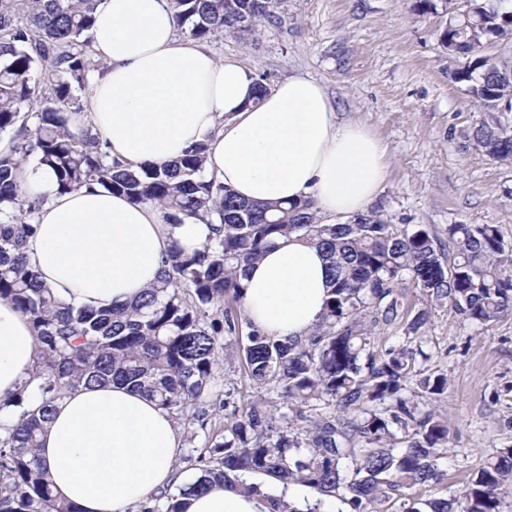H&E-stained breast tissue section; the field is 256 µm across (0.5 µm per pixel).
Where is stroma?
Returning a JSON list of instances; mask_svg holds the SVG:
<instances>
[{"label": "stroma", "instance_id": "stroma-1", "mask_svg": "<svg viewBox=\"0 0 512 512\" xmlns=\"http://www.w3.org/2000/svg\"><path fill=\"white\" fill-rule=\"evenodd\" d=\"M285 0V20L241 38L209 42L239 60L266 87L292 76L327 90L339 118L363 122L387 146V176L372 203L391 223L429 227L447 245L452 224H496L512 240V166L489 160L462 134L479 122L512 121L484 111L452 80L439 35L461 0ZM429 365L448 376L439 412L450 443L441 482L422 500L459 492L471 471L512 446V316L488 326L447 309L430 314Z\"/></svg>", "mask_w": 512, "mask_h": 512}]
</instances>
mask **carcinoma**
<instances>
[{
  "instance_id": "1",
  "label": "carcinoma",
  "mask_w": 512,
  "mask_h": 512,
  "mask_svg": "<svg viewBox=\"0 0 512 512\" xmlns=\"http://www.w3.org/2000/svg\"><path fill=\"white\" fill-rule=\"evenodd\" d=\"M101 0H0V134L28 129L0 153V299L30 321L35 362L18 391L0 400V512H81L55 501L36 455L55 403L79 385H129L190 428L182 460L195 477L135 506L134 512H184L183 500L229 483L247 494L263 474L335 498L351 512H421L415 490L441 481L437 459L448 447V421L432 409L448 376L418 366L431 354L429 310L446 307L488 325L512 315V241L496 224H450L448 262L423 225L397 229L376 209L325 224L310 200L289 205L242 201L205 173L208 145L173 163L136 169L112 158L85 116L79 91L99 68L86 53ZM280 0H171L180 29L197 40L244 35L278 24ZM478 17L450 13L440 42L448 70L472 100L498 112L512 106V0H473ZM502 46L485 57L483 45ZM482 58L472 70L466 60ZM33 108L23 112V106ZM490 159L512 164V126L485 122L463 134ZM34 160L50 168L59 193L99 185L158 208L173 224L209 225L203 246L173 244L156 281L133 304L101 309L63 302L43 284L25 252L42 196L17 179ZM315 245L328 262L330 293L320 321L300 341L275 340L249 327L242 343L245 378L286 402L238 387L221 390L219 337L239 342L241 277L281 237ZM412 284L421 307L402 312L399 288ZM394 328L402 344L374 351L376 329ZM231 410L224 425L214 415ZM405 448L394 452L396 440ZM512 490V446L472 474L461 512H501ZM426 502L455 512L459 500Z\"/></svg>"
}]
</instances>
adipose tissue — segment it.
Returning a JSON list of instances; mask_svg holds the SVG:
<instances>
[{"mask_svg":"<svg viewBox=\"0 0 512 512\" xmlns=\"http://www.w3.org/2000/svg\"><path fill=\"white\" fill-rule=\"evenodd\" d=\"M101 71L89 77L88 121L112 157L163 164L210 145L207 175L239 198L314 201L321 214L361 213L386 178L387 148L364 124L340 121L325 88L292 76L257 89L237 59H217L204 42L177 34L169 0H101L92 28ZM22 186L45 195L27 255L64 302L130 304L152 284L171 244L201 246L207 225L168 223L159 209L102 189L60 194L53 172L26 165ZM328 263L306 241L281 240L243 279L251 324L274 338L301 339L319 321L330 289ZM37 340L26 316L0 300V398L32 369ZM184 436L171 415L130 387L81 386L58 401L37 453L56 498L81 512H129L181 482ZM216 486L188 499L186 512H274L294 502Z\"/></svg>","mask_w":512,"mask_h":512,"instance_id":"obj_1","label":"adipose tissue"}]
</instances>
